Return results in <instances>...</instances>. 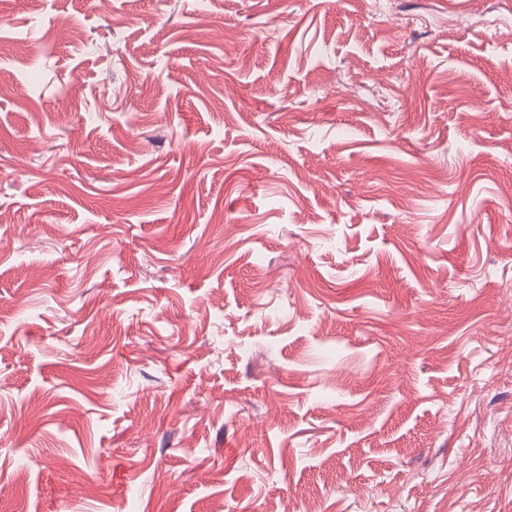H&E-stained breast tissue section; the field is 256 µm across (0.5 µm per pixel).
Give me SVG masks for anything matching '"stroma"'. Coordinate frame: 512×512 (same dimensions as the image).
<instances>
[{"instance_id":"1","label":"stroma","mask_w":512,"mask_h":512,"mask_svg":"<svg viewBox=\"0 0 512 512\" xmlns=\"http://www.w3.org/2000/svg\"><path fill=\"white\" fill-rule=\"evenodd\" d=\"M0 0V512H512V0Z\"/></svg>"}]
</instances>
